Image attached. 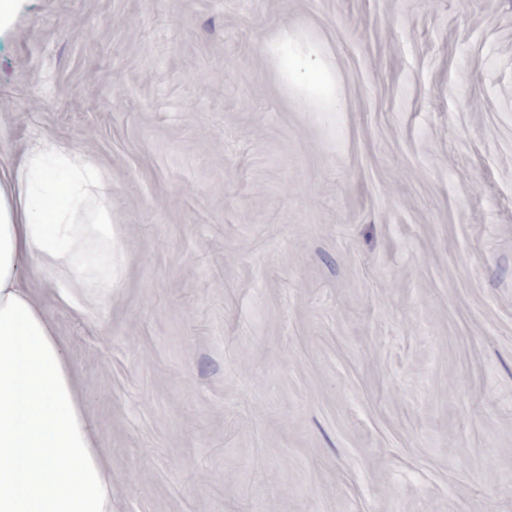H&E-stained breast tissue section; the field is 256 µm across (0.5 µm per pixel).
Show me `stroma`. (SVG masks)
<instances>
[{"label": "stroma", "instance_id": "1", "mask_svg": "<svg viewBox=\"0 0 512 512\" xmlns=\"http://www.w3.org/2000/svg\"><path fill=\"white\" fill-rule=\"evenodd\" d=\"M38 139L109 180L116 284L38 294L113 512H512V0H14ZM264 53L275 63L282 84L311 112L335 111L336 79L319 39L285 30L265 43Z\"/></svg>", "mask_w": 512, "mask_h": 512}]
</instances>
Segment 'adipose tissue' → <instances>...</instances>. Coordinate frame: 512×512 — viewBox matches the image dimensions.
I'll return each instance as SVG.
<instances>
[{
	"instance_id": "ef3b65f1",
	"label": "adipose tissue",
	"mask_w": 512,
	"mask_h": 512,
	"mask_svg": "<svg viewBox=\"0 0 512 512\" xmlns=\"http://www.w3.org/2000/svg\"><path fill=\"white\" fill-rule=\"evenodd\" d=\"M264 52L300 103L334 111L319 39L286 30ZM106 188L91 162L48 140L0 174V512H112V470L94 446L64 341L26 283L111 287L120 245Z\"/></svg>"
}]
</instances>
